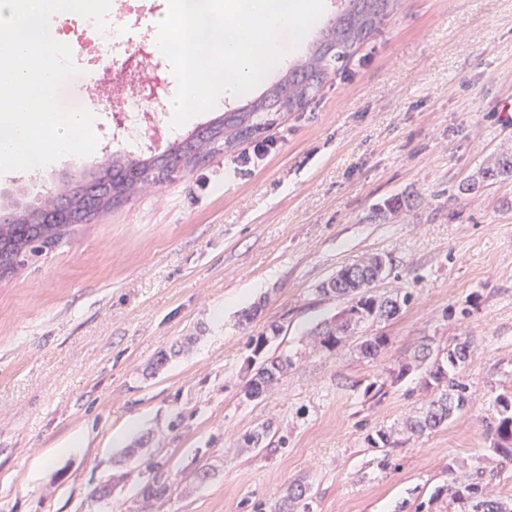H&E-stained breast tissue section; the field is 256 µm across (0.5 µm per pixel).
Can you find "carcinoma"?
Here are the masks:
<instances>
[{"instance_id": "cac0c4a2", "label": "carcinoma", "mask_w": 512, "mask_h": 512, "mask_svg": "<svg viewBox=\"0 0 512 512\" xmlns=\"http://www.w3.org/2000/svg\"><path fill=\"white\" fill-rule=\"evenodd\" d=\"M401 0H343L336 20L321 30L304 59L294 65L281 80L262 93L250 104L202 129L195 138L175 142L167 158L148 157L138 162L99 164V171L92 176V183L80 185L71 193L73 222L86 220L101 211L129 199L132 194L149 185L162 183L178 168L192 170L208 155L217 151L233 154L239 143L262 133L274 123L281 112H299L319 95L325 85L342 74L350 60L380 30L384 21L395 11ZM512 181V156L501 155L476 176L459 186L463 194L476 193L486 186ZM54 204L47 198L42 203L22 206L17 223L0 224V277L11 274L25 261V257L58 245L72 231L70 224H39L41 209ZM413 206L410 196L396 194L376 209L375 216L385 218ZM375 283L374 273L362 267L359 276L343 277L323 292L346 301V308L336 321L326 322L311 332V343L329 351L335 350L347 338L368 322L392 320L402 306L409 302L408 295L387 308L384 299L374 295L370 288ZM387 344L385 336H370L360 345L364 356L375 358ZM422 344L403 363L395 379L399 380L412 368L427 360ZM472 343L469 338L458 339L453 347L442 350L443 366L430 364L422 378L427 400L420 411L408 417L400 432L409 437L430 433L447 423L466 408L472 400L468 384L462 380V371L470 357ZM295 366L292 356L265 354L262 365L248 381L246 397L256 398L278 382ZM496 412L488 421L489 451L504 463H512V393H502L495 399ZM494 475L481 469L470 472H452L448 487L449 504L454 512H512V499L493 496L491 486ZM171 492V484L160 472L144 486L143 500L161 502ZM307 492L302 482L288 487L278 506V512H292Z\"/></svg>"}]
</instances>
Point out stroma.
<instances>
[{"label": "stroma", "mask_w": 512, "mask_h": 512, "mask_svg": "<svg viewBox=\"0 0 512 512\" xmlns=\"http://www.w3.org/2000/svg\"><path fill=\"white\" fill-rule=\"evenodd\" d=\"M348 69L280 115L247 170L213 154L0 278V512H137L154 464L173 482L158 512H277L297 480L309 512H448L438 491L453 468L496 472V495L512 499V464L486 437L512 387V182L458 190L512 153V0H401ZM100 83L85 69L59 94L96 131L122 105L102 102ZM98 161L0 174V213L73 189ZM401 193L414 208L376 218ZM377 253L391 264L375 294L409 304L335 351L311 348L310 330L344 307L322 285ZM274 324L298 364L246 398L249 341ZM378 335L381 353L359 355ZM466 336L470 406L372 447L422 405L423 368L391 373L422 343ZM264 424L268 447H249Z\"/></svg>", "instance_id": "1"}]
</instances>
